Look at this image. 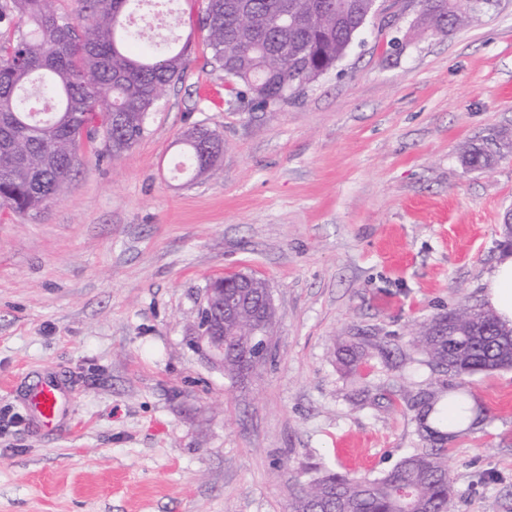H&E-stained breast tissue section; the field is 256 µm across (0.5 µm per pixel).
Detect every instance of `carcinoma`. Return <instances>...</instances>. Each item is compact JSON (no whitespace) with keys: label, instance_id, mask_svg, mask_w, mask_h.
<instances>
[{"label":"carcinoma","instance_id":"carcinoma-1","mask_svg":"<svg viewBox=\"0 0 512 512\" xmlns=\"http://www.w3.org/2000/svg\"><path fill=\"white\" fill-rule=\"evenodd\" d=\"M143 0H76L58 12L51 0L0 4V207L36 215L72 185L83 142L102 136L114 157L143 135L167 89L182 77L190 42L161 52L143 32L125 24ZM210 64L237 85L236 101L265 109L331 69L358 33L369 0H203ZM416 24L423 33L447 35L472 25L490 0H420ZM180 174L194 180L223 152L221 135L198 124L181 138ZM512 153L505 132L468 145L472 169L489 168ZM237 348L247 324L224 323ZM411 344L433 371L460 376L512 367V326L477 305H460L420 323ZM480 422L456 385L426 384L407 397L424 445L381 477L326 470L304 485L290 512H451L454 481L448 439L428 424L439 414L441 394Z\"/></svg>","mask_w":512,"mask_h":512}]
</instances>
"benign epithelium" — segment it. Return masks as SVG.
Returning a JSON list of instances; mask_svg holds the SVG:
<instances>
[{
	"label": "benign epithelium",
	"mask_w": 512,
	"mask_h": 512,
	"mask_svg": "<svg viewBox=\"0 0 512 512\" xmlns=\"http://www.w3.org/2000/svg\"><path fill=\"white\" fill-rule=\"evenodd\" d=\"M227 283L213 281L205 288L193 329V343L216 367L224 368V360L232 358L241 373H246L266 357V352L256 353L255 346L267 347V329L272 322L273 304L271 295H266V306L261 312H254L246 306L239 295L224 292ZM249 312L250 336L247 342L250 351L244 355L229 352L224 338V319L236 321L242 312Z\"/></svg>",
	"instance_id": "7a95c632"
}]
</instances>
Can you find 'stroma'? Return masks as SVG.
I'll return each instance as SVG.
<instances>
[{
  "mask_svg": "<svg viewBox=\"0 0 512 512\" xmlns=\"http://www.w3.org/2000/svg\"><path fill=\"white\" fill-rule=\"evenodd\" d=\"M299 95L253 109L213 71L202 0L151 31L190 61L118 158L102 141L41 214L0 209V512H288L320 470L380 476L422 442L390 391L432 373L417 326L485 302L512 209V157L471 170L466 145L512 134V0L448 35L384 0ZM224 155L190 181L182 134ZM264 280L269 358L244 380L189 344L209 279ZM371 342L355 371L344 347ZM62 386L52 427L27 394ZM482 420L448 441L456 512H512V369L464 377Z\"/></svg>",
  "mask_w": 512,
  "mask_h": 512,
  "instance_id": "obj_1",
  "label": "stroma"
}]
</instances>
